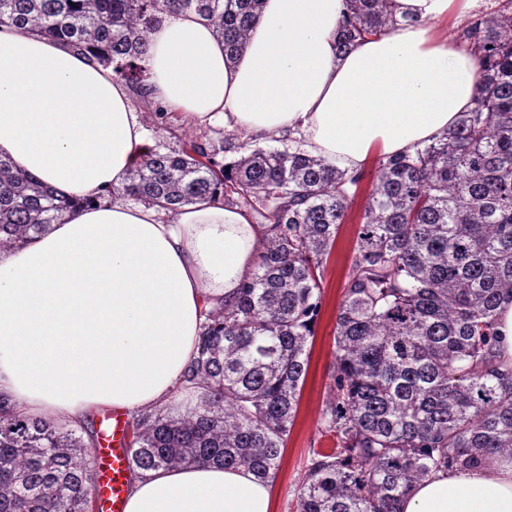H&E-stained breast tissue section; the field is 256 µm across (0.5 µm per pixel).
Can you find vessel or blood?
<instances>
[{"mask_svg": "<svg viewBox=\"0 0 512 512\" xmlns=\"http://www.w3.org/2000/svg\"><path fill=\"white\" fill-rule=\"evenodd\" d=\"M130 420L124 414L113 413L102 428V440L93 450L95 490L100 512H124L126 483L131 466V448L124 442Z\"/></svg>", "mask_w": 512, "mask_h": 512, "instance_id": "obj_1", "label": "vessel or blood"}]
</instances>
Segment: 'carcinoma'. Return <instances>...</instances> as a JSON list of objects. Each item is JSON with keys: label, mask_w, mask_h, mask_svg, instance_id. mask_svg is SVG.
<instances>
[{"label": "carcinoma", "mask_w": 512, "mask_h": 512, "mask_svg": "<svg viewBox=\"0 0 512 512\" xmlns=\"http://www.w3.org/2000/svg\"><path fill=\"white\" fill-rule=\"evenodd\" d=\"M262 0H0V25L36 30L112 66L148 112L142 66L165 12L191 11L224 42L246 48ZM390 0H348L338 48L411 25ZM462 39L476 59L477 94L454 128L412 154L379 161L336 314L333 397L310 450L296 512H397L433 471L512 459V367L497 310L512 301V9L472 20ZM239 157L210 143H157L112 194L177 214L222 199L258 202L265 231L251 276L206 312L186 373L197 392L177 416L131 423L130 478L171 467L279 470L309 365L322 276L357 195L349 174L298 148L247 139ZM89 203L48 190L0 159V252ZM99 432L31 418L0 395V512H90Z\"/></svg>", "instance_id": "1"}]
</instances>
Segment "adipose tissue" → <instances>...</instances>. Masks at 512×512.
<instances>
[{
    "instance_id": "obj_1",
    "label": "adipose tissue",
    "mask_w": 512,
    "mask_h": 512,
    "mask_svg": "<svg viewBox=\"0 0 512 512\" xmlns=\"http://www.w3.org/2000/svg\"><path fill=\"white\" fill-rule=\"evenodd\" d=\"M476 2L391 0L417 24L340 55L345 0H264L232 65L202 19L167 13L142 65L164 108L245 138L289 133L355 172L373 154L431 142L472 107L476 62L448 22ZM152 146L111 68L0 25V156L96 200L0 253V394L26 416L72 424L169 402L206 308L231 300L254 270L263 228L244 210L203 201L171 218L113 196ZM125 512H272V498L244 467L159 469L134 480ZM400 512H512V460L437 472Z\"/></svg>"
}]
</instances>
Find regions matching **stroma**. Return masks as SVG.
<instances>
[{"mask_svg":"<svg viewBox=\"0 0 512 512\" xmlns=\"http://www.w3.org/2000/svg\"><path fill=\"white\" fill-rule=\"evenodd\" d=\"M146 136L162 140L170 147L180 148L188 140L210 142L222 148L230 134L218 125H197L187 122L180 113L167 112L163 120L143 113ZM378 156H371L362 169L358 193L347 221L341 224L336 244L325 266L322 307L310 350V360L299 401L296 418L288 436L278 474L270 482L273 512H291L297 492L309 465V449L328 448L332 442L321 434L322 413L333 396V371L336 332V313L344 294L360 230V217L367 195L376 178Z\"/></svg>","mask_w":512,"mask_h":512,"instance_id":"1","label":"stroma"}]
</instances>
